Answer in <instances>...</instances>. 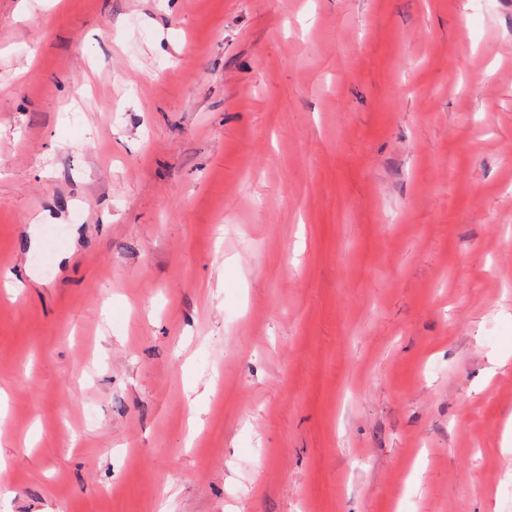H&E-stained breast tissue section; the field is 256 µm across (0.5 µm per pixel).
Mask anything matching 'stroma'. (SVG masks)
Instances as JSON below:
<instances>
[{"label":"stroma","instance_id":"obj_1","mask_svg":"<svg viewBox=\"0 0 512 512\" xmlns=\"http://www.w3.org/2000/svg\"><path fill=\"white\" fill-rule=\"evenodd\" d=\"M8 272L0 512H512V0H0Z\"/></svg>","mask_w":512,"mask_h":512}]
</instances>
